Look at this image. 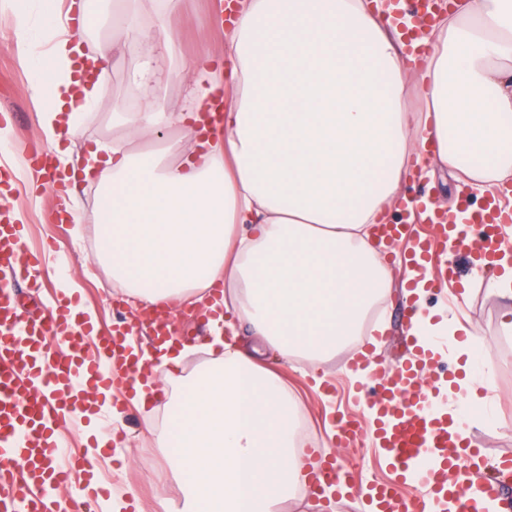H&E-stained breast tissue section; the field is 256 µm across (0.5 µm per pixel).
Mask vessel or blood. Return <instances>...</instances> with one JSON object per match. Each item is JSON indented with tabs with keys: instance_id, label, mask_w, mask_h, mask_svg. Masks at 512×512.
<instances>
[{
	"instance_id": "b4317fda",
	"label": "vessel or blood",
	"mask_w": 512,
	"mask_h": 512,
	"mask_svg": "<svg viewBox=\"0 0 512 512\" xmlns=\"http://www.w3.org/2000/svg\"><path fill=\"white\" fill-rule=\"evenodd\" d=\"M447 0H408L409 12L435 21ZM49 147L24 151L25 168L50 170ZM497 191H488L476 209L451 214L410 198L408 209L419 214L431 232L412 236L406 224H381V238L410 243V264L430 270L433 254H451L493 266L505 251L504 230L512 212L498 205ZM30 227L15 223L11 207L0 205V512H46L51 489L69 484L73 472L92 470L90 461L65 449L58 430L73 413L93 408L98 388H111L136 374L137 362L127 355L130 328L80 324L83 300L56 301L40 316H31L17 290L40 269L42 252L28 245ZM448 346L439 337L433 349L415 346L411 357L396 365L375 361L361 346L356 361L368 365L373 386L366 400L368 423L337 429V445L368 439L403 485H381L375 492L377 512H429L431 506L454 503V512H476L467 498L472 440L461 415L449 414L437 383H424L422 370H433L434 349ZM112 360L104 373L100 358ZM329 448L305 451V468L316 480L341 483L351 472L335 461Z\"/></svg>"
}]
</instances>
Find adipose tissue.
<instances>
[{"instance_id":"adipose-tissue-1","label":"adipose tissue","mask_w":512,"mask_h":512,"mask_svg":"<svg viewBox=\"0 0 512 512\" xmlns=\"http://www.w3.org/2000/svg\"><path fill=\"white\" fill-rule=\"evenodd\" d=\"M137 0H114L124 21L92 64L136 50L139 105L112 115L111 145L89 150L100 174L95 262L107 266L135 308L177 305L214 285L225 312L283 356L320 367L358 335L384 295L388 269L372 225L401 195L419 141L437 150L431 169L484 193L512 179V0H454L425 29L424 58L370 0H238L225 49L224 130L198 124L214 90L208 49L174 61L168 24L180 0H152L158 22L140 24ZM12 0L19 53L43 135L77 137L99 106L81 41L60 12ZM190 111L155 103L170 83ZM181 133L179 142L133 150ZM422 138V139H423ZM218 359L202 366L170 404L173 429L155 436L181 494L161 512H278L302 475L291 418L296 404L212 325Z\"/></svg>"}]
</instances>
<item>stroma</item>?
<instances>
[{"mask_svg": "<svg viewBox=\"0 0 512 512\" xmlns=\"http://www.w3.org/2000/svg\"><path fill=\"white\" fill-rule=\"evenodd\" d=\"M210 12V0H182L171 20L181 56H192L206 44L216 57H223V29L211 28L205 32L200 29L201 22ZM135 66V59L126 51L111 60L99 85L101 107L88 111L77 139L60 142L61 148L67 149L71 157H78L96 141L111 137L113 113L131 103L130 78ZM33 78L32 70L14 44L13 16L7 8L0 6V111L10 110L18 115L17 122L11 126V141L16 145L44 141L30 90ZM95 198L94 186L79 184L74 203L83 215V222L78 227L65 225L58 239L59 253L68 260L70 273L79 286V295L84 297L86 305L96 310L99 319L135 324L139 318L125 302L111 273L93 261ZM13 202L24 213L26 223L31 224L33 240H40L52 232V225L44 223L42 216L55 210L59 202L56 187L41 188L38 199L21 194L14 196ZM455 263L461 278L470 283L467 295L447 304L441 296L431 292L425 296L424 306L429 311L448 309L460 324L478 331L484 338L474 355L479 367L491 370L495 384L481 390L482 401L476 407V416L469 421V435L480 450L485 462L483 475L488 478L496 475L499 459L512 457V332L502 328L507 306L489 294L488 273L472 272L467 260L461 257L456 258ZM385 264L389 286L375 318L382 329L380 335L367 340L354 337L339 348L316 375L312 374L305 360L287 358L270 349L264 350L260 359L261 365L279 375L297 400L298 411L309 427L312 445H319L331 434L330 416L340 414L361 420L366 417L364 406L347 397L349 387L360 384L350 361L359 345L370 342L390 364L397 363L404 353L402 328L408 274L402 267L401 252H394L392 257L386 258ZM116 412L111 427L117 438L111 447L102 449L100 469L110 475L113 491H127L129 506L126 512H158L160 499L179 495L154 442L167 415L166 401L160 398L143 408L132 402L120 404ZM335 454L347 461L354 471L348 492H337L326 499L301 490L282 503L281 512H366L371 503L368 482L376 476L384 477V470L376 465L364 441L336 449Z\"/></svg>", "mask_w": 512, "mask_h": 512, "instance_id": "1", "label": "stroma"}]
</instances>
